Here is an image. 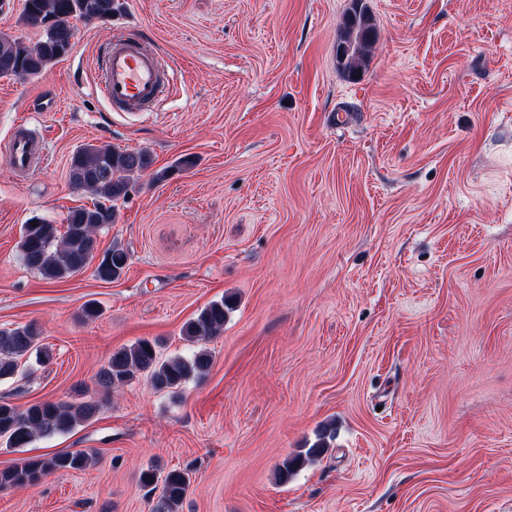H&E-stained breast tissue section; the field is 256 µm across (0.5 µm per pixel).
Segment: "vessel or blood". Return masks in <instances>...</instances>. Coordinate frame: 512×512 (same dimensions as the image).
I'll return each mask as SVG.
<instances>
[{"label":"vessel or blood","mask_w":512,"mask_h":512,"mask_svg":"<svg viewBox=\"0 0 512 512\" xmlns=\"http://www.w3.org/2000/svg\"><path fill=\"white\" fill-rule=\"evenodd\" d=\"M174 83L152 48L133 34H115L99 66L97 86L112 109L140 113L151 111ZM6 160L18 174L33 172L44 165L48 154L42 140L26 127L11 138Z\"/></svg>","instance_id":"b4317fda"}]
</instances>
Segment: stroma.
<instances>
[{
  "label": "stroma",
  "mask_w": 512,
  "mask_h": 512,
  "mask_svg": "<svg viewBox=\"0 0 512 512\" xmlns=\"http://www.w3.org/2000/svg\"><path fill=\"white\" fill-rule=\"evenodd\" d=\"M121 3L39 75L0 77V143L23 122L50 158L21 179L0 156V326L34 325L51 353L0 401L100 406L0 441V470L94 457L0 490V512H154L148 468L189 472L180 512H512V0H364L376 42L356 78L336 64L351 0ZM124 30L176 78L139 115L96 88ZM84 144L192 164L142 177L99 231L129 254L120 278L49 281L21 262L22 227L91 205L68 176ZM221 298L203 380L96 384L140 339L189 355L183 324ZM89 462L84 451L65 452L49 458L24 461L10 469L0 470V488L34 487L58 470H82Z\"/></svg>",
  "instance_id": "35a3bbf8"
}]
</instances>
